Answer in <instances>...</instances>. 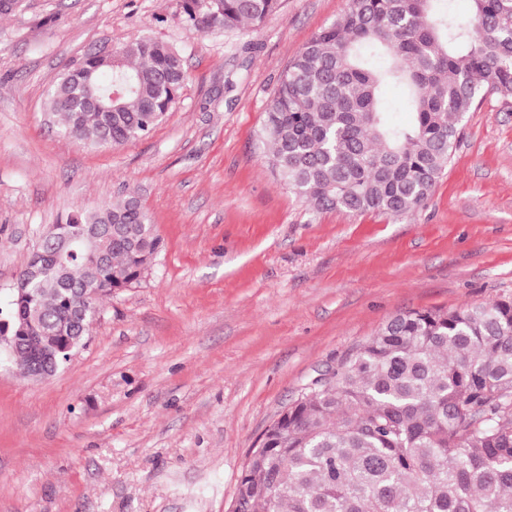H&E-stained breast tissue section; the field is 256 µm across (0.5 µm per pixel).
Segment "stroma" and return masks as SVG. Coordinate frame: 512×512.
I'll list each match as a JSON object with an SVG mask.
<instances>
[{
  "instance_id": "1",
  "label": "stroma",
  "mask_w": 512,
  "mask_h": 512,
  "mask_svg": "<svg viewBox=\"0 0 512 512\" xmlns=\"http://www.w3.org/2000/svg\"><path fill=\"white\" fill-rule=\"evenodd\" d=\"M181 0H20L0 15V309L43 232L135 194L163 247L44 380L0 359V512H233L251 448L301 389L408 310L512 294V101L469 112L418 209L313 210L274 172L266 109L349 0H280L201 33ZM187 80L147 137L67 135L47 99L85 53L141 36Z\"/></svg>"
}]
</instances>
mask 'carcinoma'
<instances>
[{
    "mask_svg": "<svg viewBox=\"0 0 512 512\" xmlns=\"http://www.w3.org/2000/svg\"><path fill=\"white\" fill-rule=\"evenodd\" d=\"M351 0L280 76L264 139L279 178L316 210L400 216L432 192L488 94L512 98V0ZM278 0H182L177 19L200 32L264 21ZM186 81L182 59L150 37L87 53L49 99L66 132L92 146L150 135ZM118 93L112 111L83 106L86 85ZM400 86L411 118L386 99ZM108 231L109 265L65 252L64 234ZM162 246L132 193L70 215L41 237L31 285L36 336L57 364L83 345L70 290L99 280L112 292L142 278ZM238 481L242 512H512V296L449 311L413 310L381 325L336 366V382L304 388L262 436Z\"/></svg>",
    "mask_w": 512,
    "mask_h": 512,
    "instance_id": "1",
    "label": "carcinoma"
}]
</instances>
